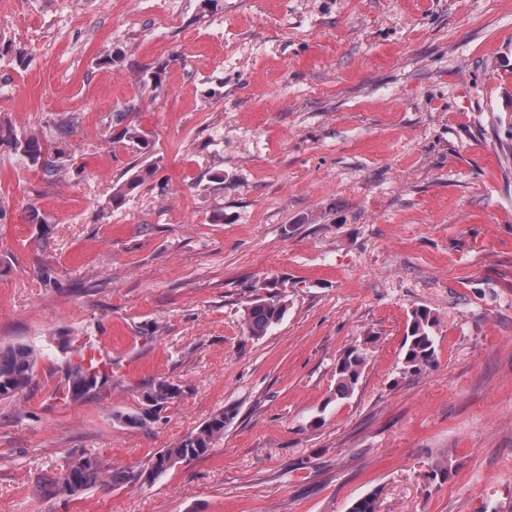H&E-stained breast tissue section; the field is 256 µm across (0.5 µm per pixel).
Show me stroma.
I'll return each mask as SVG.
<instances>
[{
    "label": "stroma",
    "mask_w": 512,
    "mask_h": 512,
    "mask_svg": "<svg viewBox=\"0 0 512 512\" xmlns=\"http://www.w3.org/2000/svg\"><path fill=\"white\" fill-rule=\"evenodd\" d=\"M0 46V127L79 118L62 180L0 143V347L37 355L0 401V512H512V0H0ZM273 295L283 320L244 334ZM420 306L437 363L411 375ZM81 347L112 370L70 401ZM162 380L181 396L125 424ZM221 410L153 481L42 485L82 450L139 469ZM158 165L157 161H149L143 166H133L127 170L128 178L122 183H116L112 188V201L117 202L125 196L126 190L134 189L147 182ZM287 310L285 300L272 296L257 299L245 308L242 326L244 332L255 339L266 336L269 329L284 317ZM437 317L427 308L412 310L406 334L404 369L421 374L433 368L437 361L435 328ZM366 353L359 346L344 351L335 368V394L338 399H346L354 392L366 367Z\"/></svg>",
    "instance_id": "1"
}]
</instances>
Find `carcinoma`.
Segmentation results:
<instances>
[{
    "label": "carcinoma",
    "instance_id": "1",
    "mask_svg": "<svg viewBox=\"0 0 512 512\" xmlns=\"http://www.w3.org/2000/svg\"><path fill=\"white\" fill-rule=\"evenodd\" d=\"M124 110L116 114V124L121 126L118 141L127 140L145 149L146 139L138 128L126 122ZM5 140L12 149L22 155L29 166L40 169L53 177L65 169L59 162L63 152L55 149L50 152L47 139L36 133H16L8 131ZM157 162L150 161L143 166H133L127 170L128 178L112 188V201L117 202L125 192L143 185L154 173ZM286 301L275 296L257 299L245 308L242 326L244 332L260 339L269 329L284 317ZM437 317L427 308L412 310L406 334L404 369L413 374H421L433 368L437 361L435 328ZM79 358L69 361L64 373L63 394L72 401L84 399L97 390L99 381H107L106 371L84 363V353L77 350ZM366 353L353 346L344 351L335 368V394L338 399H346L354 392L366 367ZM37 357L34 349L25 343L0 347V400L27 393L35 375ZM180 388L166 381L153 385L144 396L143 406L134 414L124 416L133 427L143 428L155 422L158 414L178 398ZM230 420V411L222 410L212 415L199 428L185 436L170 448L154 453L139 471L114 473L106 460L92 452H79L52 477L44 479V487L52 493L59 491L68 496H77L93 487H111L118 482L134 483L144 474L157 477L168 472L175 464L198 459L208 454L217 439L224 435V427Z\"/></svg>",
    "mask_w": 512,
    "mask_h": 512
}]
</instances>
